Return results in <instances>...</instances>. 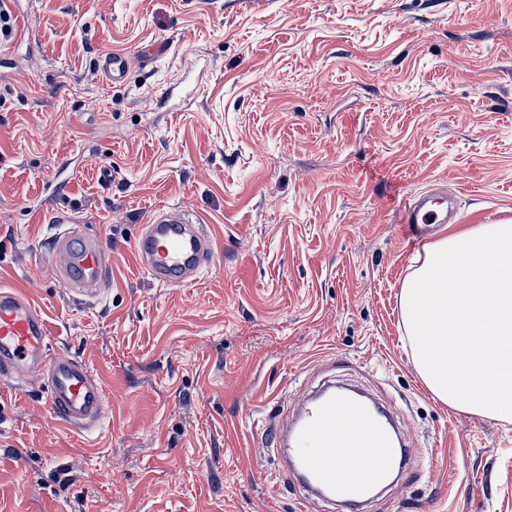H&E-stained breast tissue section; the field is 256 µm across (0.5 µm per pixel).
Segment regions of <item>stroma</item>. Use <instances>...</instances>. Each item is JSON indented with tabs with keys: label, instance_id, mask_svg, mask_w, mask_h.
Wrapping results in <instances>:
<instances>
[{
	"label": "stroma",
	"instance_id": "35a3bbf8",
	"mask_svg": "<svg viewBox=\"0 0 512 512\" xmlns=\"http://www.w3.org/2000/svg\"><path fill=\"white\" fill-rule=\"evenodd\" d=\"M6 5L0 285L41 305L51 354L87 360L110 405L81 436L45 386L0 387V512H297L266 428L327 379L410 448L360 512H512V422L432 396L399 308L422 249L408 191L447 182L463 227L512 219V0ZM160 44L125 84L94 73L101 51ZM164 205L209 227L194 286L134 259ZM64 216L106 242L96 299L54 277Z\"/></svg>",
	"mask_w": 512,
	"mask_h": 512
}]
</instances>
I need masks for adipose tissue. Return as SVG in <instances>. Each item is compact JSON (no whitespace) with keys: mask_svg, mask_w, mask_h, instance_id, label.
<instances>
[{"mask_svg":"<svg viewBox=\"0 0 512 512\" xmlns=\"http://www.w3.org/2000/svg\"><path fill=\"white\" fill-rule=\"evenodd\" d=\"M399 306L413 366L452 409L512 422V220L424 245Z\"/></svg>","mask_w":512,"mask_h":512,"instance_id":"obj_1","label":"adipose tissue"}]
</instances>
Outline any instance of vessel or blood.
Wrapping results in <instances>:
<instances>
[{
	"label": "vessel or blood",
	"instance_id": "b4317fda",
	"mask_svg": "<svg viewBox=\"0 0 512 512\" xmlns=\"http://www.w3.org/2000/svg\"><path fill=\"white\" fill-rule=\"evenodd\" d=\"M141 53H101L95 72L108 85L124 83L134 67L152 64ZM453 215L437 190L411 194L404 223L417 237L428 235ZM137 263L152 282L164 287H188L209 267L213 243L208 227L183 206L159 207L141 225L133 244ZM101 237L58 235L56 270L73 292L95 294L107 277L100 262ZM49 323L43 309L25 291L0 287V383L15 387L37 380L48 382V405L67 426L79 431L98 429L105 419L106 389L86 362L68 355L49 357ZM395 424L386 414L372 415L356 402L324 389L305 398L289 427L272 428L274 447L297 482L316 497L360 495L365 474L383 481L372 456L355 453L359 443L389 437Z\"/></svg>",
	"mask_w": 512,
	"mask_h": 512
}]
</instances>
